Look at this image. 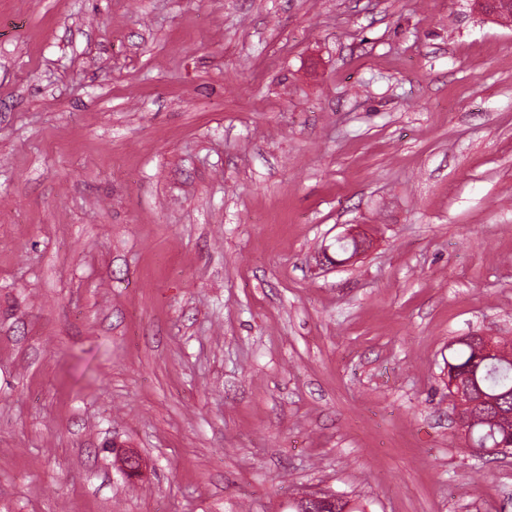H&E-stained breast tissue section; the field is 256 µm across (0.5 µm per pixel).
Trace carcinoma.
<instances>
[{
	"instance_id": "1",
	"label": "carcinoma",
	"mask_w": 512,
	"mask_h": 512,
	"mask_svg": "<svg viewBox=\"0 0 512 512\" xmlns=\"http://www.w3.org/2000/svg\"><path fill=\"white\" fill-rule=\"evenodd\" d=\"M499 356L477 358L474 347L464 337L456 341L459 349L448 362V376H457L473 397L481 401L485 419L472 432L475 444L492 449L512 442V342L498 341Z\"/></svg>"
}]
</instances>
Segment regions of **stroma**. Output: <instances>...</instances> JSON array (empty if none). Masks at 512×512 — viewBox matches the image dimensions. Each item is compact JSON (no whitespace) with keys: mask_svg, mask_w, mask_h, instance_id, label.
I'll list each match as a JSON object with an SVG mask.
<instances>
[{"mask_svg":"<svg viewBox=\"0 0 512 512\" xmlns=\"http://www.w3.org/2000/svg\"><path fill=\"white\" fill-rule=\"evenodd\" d=\"M474 334L512 339V21L0 0V512H512L448 404ZM339 495L332 492H311L298 495L294 498L292 506L295 511L298 512H318L313 510L312 506L318 503H333L336 505L335 512H352V511H364V510H352L343 511L344 505L340 502H336Z\"/></svg>","mask_w":512,"mask_h":512,"instance_id":"1","label":"stroma"}]
</instances>
